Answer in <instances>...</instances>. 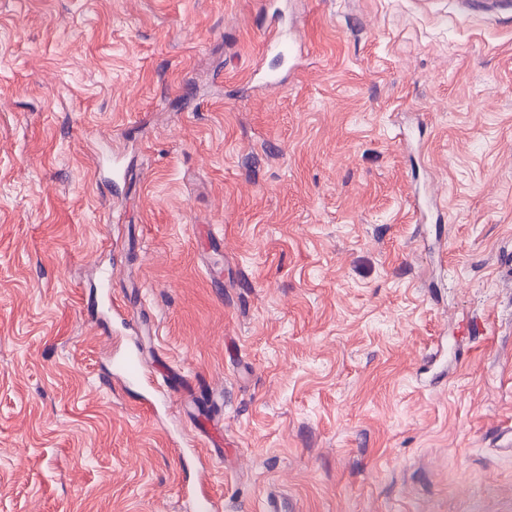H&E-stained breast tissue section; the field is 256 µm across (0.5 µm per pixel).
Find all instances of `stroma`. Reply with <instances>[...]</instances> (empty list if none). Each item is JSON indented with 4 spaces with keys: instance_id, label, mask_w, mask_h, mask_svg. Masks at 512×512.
I'll list each match as a JSON object with an SVG mask.
<instances>
[{
    "instance_id": "obj_1",
    "label": "stroma",
    "mask_w": 512,
    "mask_h": 512,
    "mask_svg": "<svg viewBox=\"0 0 512 512\" xmlns=\"http://www.w3.org/2000/svg\"><path fill=\"white\" fill-rule=\"evenodd\" d=\"M268 1L0 0V512H512V0Z\"/></svg>"
}]
</instances>
